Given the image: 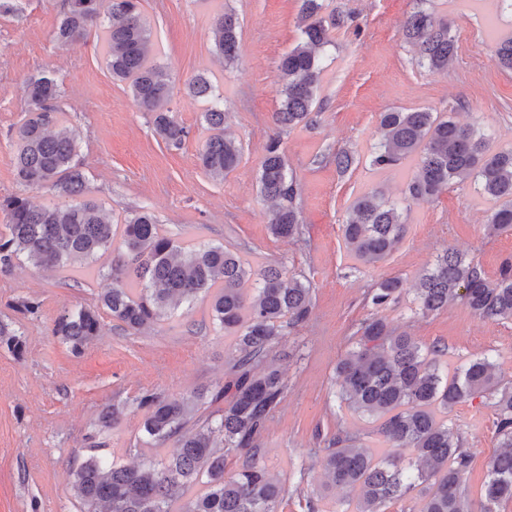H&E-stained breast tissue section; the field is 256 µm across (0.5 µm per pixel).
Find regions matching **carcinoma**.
<instances>
[{"instance_id": "carcinoma-1", "label": "carcinoma", "mask_w": 512, "mask_h": 512, "mask_svg": "<svg viewBox=\"0 0 512 512\" xmlns=\"http://www.w3.org/2000/svg\"><path fill=\"white\" fill-rule=\"evenodd\" d=\"M140 5L141 0H62L54 38L67 45L94 28L104 29L112 78L129 86L139 110L155 114L156 132L178 148L187 131L169 115L171 77L150 62V29ZM430 5L432 0H420L403 23V35L415 47L418 65L446 71L455 58V40ZM324 11L325 0H302L297 43L280 59L284 84L273 119L281 128L309 122L323 74L319 52L335 45L332 31L344 24ZM212 28L215 51L233 62L240 51L236 14L217 13ZM187 94L209 103L204 112L209 136L199 160L211 178L222 181L238 166L242 144L225 132L222 97L209 78L196 76ZM60 96L52 74L29 78L28 118L14 133L15 173L20 183L49 187L70 201L38 206L19 195L0 200L7 218L0 229V272L20 261L55 268L71 259L108 253L111 287L101 295L100 305L127 330L138 332L167 316L171 306L189 305L199 294L210 293L213 320L235 340L228 378L210 395L171 400L145 390L135 399L145 436L157 445H173L165 461L108 464L98 454L105 444H89L82 462L68 472L83 512H278L287 490L260 464L254 446L283 401L287 384L278 369L263 364L288 328L308 319L310 284L287 276L283 266L255 272L221 244L201 243L183 257V247L145 210L124 218L121 241L114 244V224L97 202L85 198L86 180L76 160L78 135L64 124L56 105ZM380 128L383 135L372 152V166L387 169L415 157L418 167L402 201L365 194L349 207L343 237L359 263L370 266L384 260L404 238L403 214L411 204L434 198L457 179L473 180L495 203L491 230L512 228V149L494 151L476 127L428 109L384 112ZM258 185L262 199L272 203V234L288 239L300 235L296 183L278 138L266 146ZM252 277L256 296L249 299L243 284ZM402 290L401 278H385L372 289L370 302L382 309ZM415 293L424 314L459 297L483 319L512 320V261H505L498 277L489 280L473 261L447 249L417 276ZM100 330L98 309L81 307L59 316L54 335L80 354ZM2 344L17 356L23 353L18 332L1 324ZM442 354L441 347L423 348L374 315L362 324L356 349L338 364L340 398L353 411L380 420L379 434L389 447L413 456L402 467L391 455L373 456L353 437L337 438L342 447L327 449L322 465L334 485L358 492L355 512H387L388 504L406 497L418 500V512H498L501 503L512 501V384L496 378L486 358L473 359L449 376L439 366ZM476 394L488 397L504 448L489 462L478 510L463 489L469 455L453 440L448 422L438 417V412ZM206 398L224 407L201 418L196 412ZM123 411L116 404L103 410L100 428L118 425ZM231 452H245L247 458L227 474L224 462Z\"/></svg>"}]
</instances>
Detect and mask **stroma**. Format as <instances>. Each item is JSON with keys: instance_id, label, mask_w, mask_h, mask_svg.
Segmentation results:
<instances>
[{"instance_id": "35a3bbf8", "label": "stroma", "mask_w": 512, "mask_h": 512, "mask_svg": "<svg viewBox=\"0 0 512 512\" xmlns=\"http://www.w3.org/2000/svg\"><path fill=\"white\" fill-rule=\"evenodd\" d=\"M17 4L18 13L0 15V199L57 200L49 188L17 181L9 135L26 116L27 80L49 71L61 87L65 119L79 134L87 195L113 223L144 209L182 247L221 243L252 270L278 264L310 283L312 312L275 354L285 398L259 440L261 463L287 490L278 512H307L312 496L320 512H353L352 494L327 483L326 448L348 435L376 454L389 450L378 421L350 410L336 384L339 362L373 314L421 346H441L440 361L448 368L486 356L500 379L512 380V321L482 319L458 299L425 315L413 291L417 275L449 248L491 279L512 260V231H489L493 203L477 184L455 181L437 198L413 204L403 240L376 265L360 264L342 232L357 197L380 191L401 200L415 174L411 161L384 170L371 165L382 113L426 108L450 114L490 135L493 148L512 146V71L496 55L502 40L512 37L511 9L499 0H434L436 17L447 22L456 43L453 64L437 72L418 66L402 34L418 0H327L346 24L323 58L308 124L281 133L273 121L280 103L278 62L296 42L301 0H142L152 56L171 73L170 107L188 131L174 148L155 133L152 114L137 108L128 86L113 79L97 33L66 46L55 41L62 0ZM225 6L236 11L241 30V54L231 65L217 57L211 30ZM200 74L223 95L225 125L243 146L239 165L221 182L198 159L207 135L205 106L186 86ZM275 135L296 178L302 233L293 239L271 233L259 195L260 162ZM341 150L354 156L343 174L334 160ZM393 276L403 279L402 294L374 311L372 289ZM108 286L101 262L91 260L57 269L25 262L0 273V324L17 330L24 342L19 357L0 346V512H81L67 471L82 461L90 434L101 433L105 458L160 460L167 450L147 444L136 397L150 389L179 400L214 389L227 376L233 339L214 321L205 295L139 333L101 313L99 336L73 355L53 334L56 320L64 310L96 305ZM21 296L39 298L36 317L14 310ZM115 403L126 407L120 424L99 431L102 410ZM494 419L481 395L455 405L447 417L470 456L466 486L476 504L487 464L500 451Z\"/></svg>"}]
</instances>
